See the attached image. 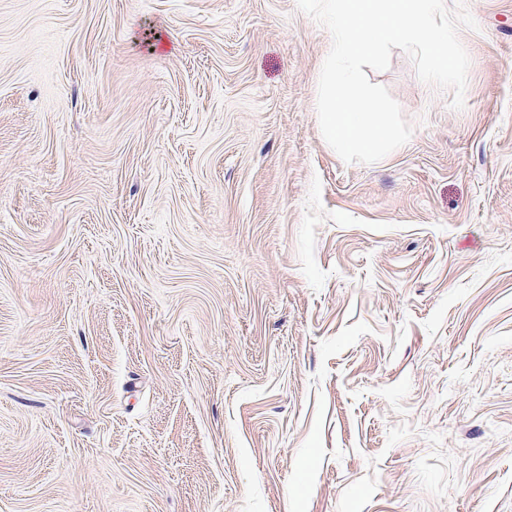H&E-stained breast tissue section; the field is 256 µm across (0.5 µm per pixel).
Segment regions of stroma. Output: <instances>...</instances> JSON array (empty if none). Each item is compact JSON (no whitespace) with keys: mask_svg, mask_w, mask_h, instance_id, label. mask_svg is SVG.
<instances>
[{"mask_svg":"<svg viewBox=\"0 0 512 512\" xmlns=\"http://www.w3.org/2000/svg\"><path fill=\"white\" fill-rule=\"evenodd\" d=\"M464 106L324 140L296 0H0V512H512V0Z\"/></svg>","mask_w":512,"mask_h":512,"instance_id":"35a3bbf8","label":"stroma"}]
</instances>
